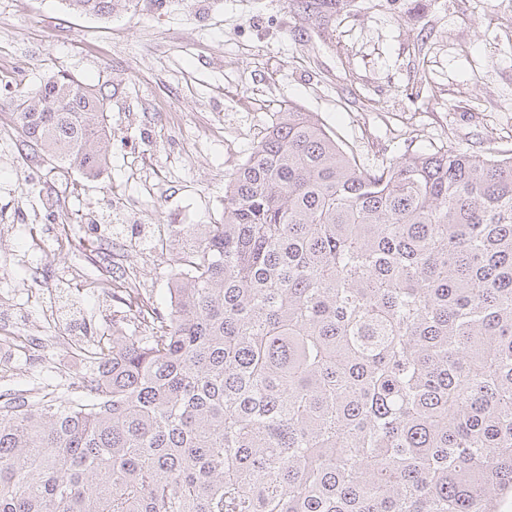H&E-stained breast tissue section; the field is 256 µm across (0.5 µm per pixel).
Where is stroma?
I'll return each instance as SVG.
<instances>
[{
    "label": "stroma",
    "mask_w": 512,
    "mask_h": 512,
    "mask_svg": "<svg viewBox=\"0 0 512 512\" xmlns=\"http://www.w3.org/2000/svg\"><path fill=\"white\" fill-rule=\"evenodd\" d=\"M57 72L111 89L110 165L91 181L21 153L0 102V314L50 339L13 352L0 393L82 377L70 320L106 343L113 320L138 332L131 297L166 308L171 225L221 223L225 180L288 104L366 168L512 154V0H138L108 19L0 0V92Z\"/></svg>",
    "instance_id": "obj_1"
}]
</instances>
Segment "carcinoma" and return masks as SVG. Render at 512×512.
Segmentation results:
<instances>
[{"label":"carcinoma","instance_id":"1","mask_svg":"<svg viewBox=\"0 0 512 512\" xmlns=\"http://www.w3.org/2000/svg\"><path fill=\"white\" fill-rule=\"evenodd\" d=\"M110 17L133 0H63ZM112 95L10 102L95 180ZM169 305L68 398L0 402V512H499L512 493V156L359 166L277 113L220 224H174Z\"/></svg>","mask_w":512,"mask_h":512}]
</instances>
